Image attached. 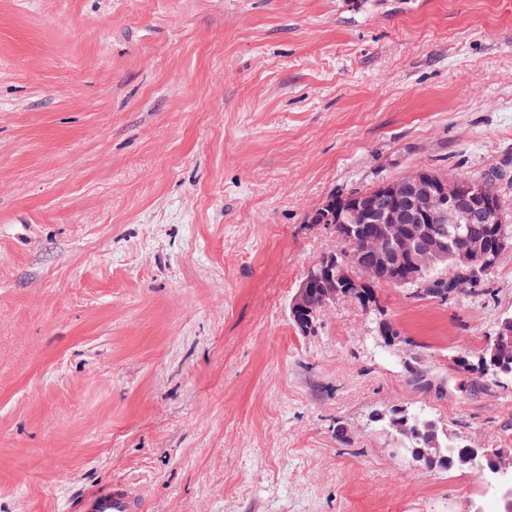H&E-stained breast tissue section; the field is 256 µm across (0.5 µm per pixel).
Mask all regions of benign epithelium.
I'll list each match as a JSON object with an SVG mask.
<instances>
[{"instance_id":"benign-epithelium-1","label":"benign epithelium","mask_w":512,"mask_h":512,"mask_svg":"<svg viewBox=\"0 0 512 512\" xmlns=\"http://www.w3.org/2000/svg\"><path fill=\"white\" fill-rule=\"evenodd\" d=\"M343 204L329 198L314 210L322 213L321 223L331 231L341 224L370 223L367 245L377 255L393 279H411L420 287L430 286L428 275L438 265L453 260L459 270L477 272L497 264L512 243L490 223L497 210V198L486 181H471L431 169H416L403 176L383 180L368 192L342 197ZM463 234L471 243L460 251H450L448 228ZM378 278L376 269L356 265L341 251L327 254L303 281L291 300L294 317L312 324L322 308L336 300V289L357 299V292ZM476 368L485 377L500 381L512 368L495 355H479ZM471 467L509 475L512 458L500 450L473 451Z\"/></svg>"}]
</instances>
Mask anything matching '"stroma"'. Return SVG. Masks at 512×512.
<instances>
[{
  "label": "stroma",
  "instance_id": "1",
  "mask_svg": "<svg viewBox=\"0 0 512 512\" xmlns=\"http://www.w3.org/2000/svg\"><path fill=\"white\" fill-rule=\"evenodd\" d=\"M418 168L507 170L512 215V0H0V512L115 481L145 512H501L504 478L372 416L512 449V382L455 365L512 253L444 303L289 318L339 246L311 211ZM399 417L392 420V427L398 431L404 429L405 423L407 422V433H397L403 440V447L413 459L414 448H429L427 441L430 437L434 436L440 443L441 452L435 456V460L426 461L422 463L423 466L430 469L446 468L450 467L443 463V459H451L452 466H466L469 445L465 444L457 436L451 437L447 432H444L442 428L431 418L422 414H410L401 413Z\"/></svg>",
  "mask_w": 512,
  "mask_h": 512
}]
</instances>
